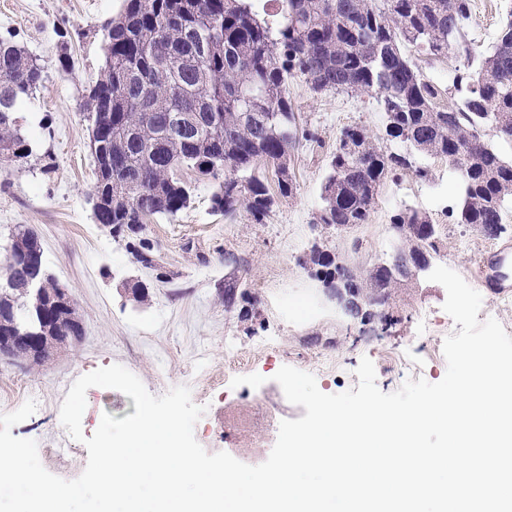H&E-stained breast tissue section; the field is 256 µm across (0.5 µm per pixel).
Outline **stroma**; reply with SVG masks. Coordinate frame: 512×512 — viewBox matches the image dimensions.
Masks as SVG:
<instances>
[{
  "instance_id": "obj_1",
  "label": "stroma",
  "mask_w": 512,
  "mask_h": 512,
  "mask_svg": "<svg viewBox=\"0 0 512 512\" xmlns=\"http://www.w3.org/2000/svg\"><path fill=\"white\" fill-rule=\"evenodd\" d=\"M123 7L124 0H0V37L13 39L45 68L42 84L20 111L33 152L19 162L0 161V258L16 226L33 229L48 272L68 289L83 326L79 342L57 349L43 364L0 355V390L21 389L23 399L37 403L11 433L37 442L45 469L68 480L84 470V444L70 454L50 452L68 437L60 407L77 378L113 364L127 368L156 396L189 386L193 402L206 409L194 429L197 441L208 453L235 457L260 440L273 448L278 431L251 427L262 408L246 387L207 391L211 380L223 377L232 353H240L250 374L269 378L285 365L312 373L328 394L357 386L356 369L365 356L383 392L409 379L440 381L447 364L433 350L459 331L443 309L442 285L423 277L398 289L389 308L394 321L386 326L377 317L345 314L304 265L315 244L357 266L390 256L398 241L390 217L404 203L422 207L439 224L440 263L479 290V320L496 319L512 335V294L492 293L477 275L482 255L495 242L449 217L458 187L444 162H431L426 181L410 174L385 181L369 223L346 233L314 224L340 129L358 125L378 136L384 122L371 99L316 94L299 79L289 83L288 93L300 125L319 140L304 143L294 155L293 196L280 199L266 223L255 224L242 211L212 214L214 185L197 182L189 208L147 224L158 267L135 263L124 242L93 217L95 162L83 114L86 90L105 68L103 27ZM511 9L512 0H474L467 27L474 52L491 47ZM228 252L237 263H225ZM231 278L244 284L247 297L228 309L222 289ZM136 283L147 301L132 299ZM300 296L316 305L304 319L288 312L289 299ZM86 400L82 430L88 438L102 414L122 419L135 411L133 399L114 389L90 388Z\"/></svg>"
}]
</instances>
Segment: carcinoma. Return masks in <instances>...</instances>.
I'll return each mask as SVG.
<instances>
[{
  "mask_svg": "<svg viewBox=\"0 0 512 512\" xmlns=\"http://www.w3.org/2000/svg\"><path fill=\"white\" fill-rule=\"evenodd\" d=\"M274 23L259 18L249 0H125L109 21L106 66L88 89L84 110L96 131V182L91 199L97 224L146 229L152 217L176 216L193 198L182 175L192 170L217 182L211 210H244L260 224L276 205L263 168L288 169L303 141L288 83L303 78L317 94L347 92L375 100L385 114L386 141L351 125L336 137L313 223L367 224L374 196L387 179L411 170L427 179L415 158L440 159L460 187L449 209L457 224L496 239L512 209V11L490 50L472 57L466 29L472 0H265ZM414 47L431 60L448 55L466 64L443 87L409 59ZM44 80V68L19 45L0 38V157L32 153L17 114ZM172 113L187 116L183 138L168 137ZM468 146L466 159L458 158ZM391 223L409 230L394 252L439 254L431 215L404 206ZM497 224L500 232H488ZM118 240L145 268L158 266L154 247L136 235ZM309 261L322 281L346 277L385 323L397 288L412 284L378 259L358 270L312 246ZM38 238L19 226L11 233L0 285V332L23 336L13 355L38 347L43 363L57 347L82 336L73 302H59L60 285L45 269ZM241 283L224 284V307L245 298Z\"/></svg>",
  "mask_w": 512,
  "mask_h": 512,
  "instance_id": "carcinoma-1",
  "label": "carcinoma"
}]
</instances>
